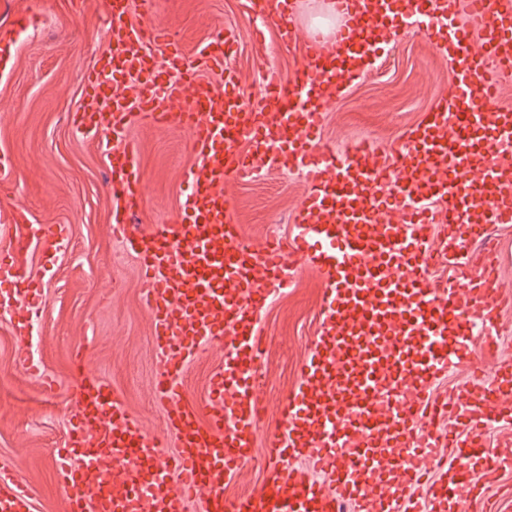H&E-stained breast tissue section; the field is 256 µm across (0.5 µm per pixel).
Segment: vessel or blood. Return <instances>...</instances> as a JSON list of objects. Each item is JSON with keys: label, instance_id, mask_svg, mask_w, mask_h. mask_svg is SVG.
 Returning a JSON list of instances; mask_svg holds the SVG:
<instances>
[{"label": "vessel or blood", "instance_id": "vessel-or-blood-1", "mask_svg": "<svg viewBox=\"0 0 512 512\" xmlns=\"http://www.w3.org/2000/svg\"><path fill=\"white\" fill-rule=\"evenodd\" d=\"M336 31L306 42L293 83L274 67L259 103L216 94L198 70L223 71L231 35L187 58L150 0H105L108 50L86 78L77 135L107 157L115 235L139 261L144 303L160 356L153 379L163 435L100 378L81 375L72 395L58 477L68 512H371L367 473L400 467L384 512L443 505L470 512L472 494L512 472V451L488 449L490 429L512 424V363L489 387L461 386L440 412L431 382L467 359L475 331L495 334L505 302L493 266L450 287L431 270L477 265L468 242L512 224V109L496 92L512 83V0H332ZM299 0L271 13L282 42L298 34ZM139 21H131L132 12ZM412 28L442 50L456 75L452 95L425 114L388 158L361 145L321 147L327 107L387 56L393 36ZM166 44L169 78L149 49ZM137 90L115 92L116 70ZM188 135L195 157L173 221L142 227L144 175L130 135L141 119ZM297 170L306 190L291 243L259 245L241 232L225 190L258 169ZM11 242L0 256V312L26 341L41 287L24 258L68 242L61 225L31 223L16 208L0 218ZM312 268L325 284L320 330L299 368L300 383L280 405L281 424L261 432L257 364L266 349L259 322L289 271ZM231 352L197 403L183 388L187 365L212 346ZM265 445L263 483L228 499L225 483ZM0 512H34L15 462L0 457Z\"/></svg>", "mask_w": 512, "mask_h": 512}]
</instances>
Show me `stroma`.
<instances>
[{
  "label": "stroma",
  "instance_id": "stroma-1",
  "mask_svg": "<svg viewBox=\"0 0 512 512\" xmlns=\"http://www.w3.org/2000/svg\"><path fill=\"white\" fill-rule=\"evenodd\" d=\"M23 11L31 24L17 34L12 57L0 69V155L14 164L11 182L0 189V212L21 207L33 223L66 225L69 245L53 261L39 251L27 259L31 274L42 281L43 311L26 348L12 336L9 315L0 313V457L16 462L35 512H67L56 457L75 410L71 387L77 366L108 381L147 433H164L166 419L152 393L159 360L142 302L144 279L112 230L104 158L70 122L82 104L86 74L108 48L110 20L103 0H0V35L11 31ZM151 16L190 55L212 33L232 32L235 48L224 66L236 73L244 102L261 98L267 65H275L288 81L302 67L308 30L291 44L279 43L271 31L266 46H259L252 37L256 22L249 0H153ZM453 89L454 74L436 46L419 33L400 35L371 76L352 82L329 104L322 142L344 152L368 141L390 156L404 133ZM132 137L140 146L146 180L136 222L149 226L176 216L194 157L178 129L143 119ZM304 188L301 173L264 170L230 184L228 196L247 238L260 243L274 236L287 243L295 234L291 216ZM323 289L314 271L298 270L261 316L268 342L260 363L268 429L277 427L278 407L298 384V368L320 325ZM501 326L497 352L488 353L479 335L470 344L481 362V378L473 379L462 365L438 382L435 392L475 380L491 384L499 362L512 360V306L504 308ZM23 352L43 365L54 388L22 371L17 359Z\"/></svg>",
  "mask_w": 512,
  "mask_h": 512
}]
</instances>
